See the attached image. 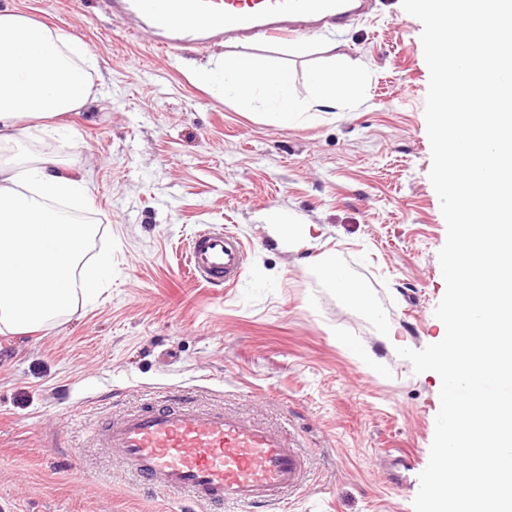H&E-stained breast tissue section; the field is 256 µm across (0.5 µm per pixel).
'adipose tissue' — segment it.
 <instances>
[{
    "instance_id": "obj_1",
    "label": "adipose tissue",
    "mask_w": 512,
    "mask_h": 512,
    "mask_svg": "<svg viewBox=\"0 0 512 512\" xmlns=\"http://www.w3.org/2000/svg\"><path fill=\"white\" fill-rule=\"evenodd\" d=\"M87 45L8 10L0 12V334L54 325L95 300L106 259L85 261L93 225L71 220L88 209V183L72 160L31 150L32 138L62 136L56 119L78 111L91 86ZM224 96H262L286 126L303 110L286 71L255 58L225 60L220 72L195 69ZM355 70L337 59L309 79L312 100L328 104L352 90ZM67 210H59V203Z\"/></svg>"
}]
</instances>
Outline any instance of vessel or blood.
<instances>
[{
  "label": "vessel or blood",
  "instance_id": "b4317fda",
  "mask_svg": "<svg viewBox=\"0 0 512 512\" xmlns=\"http://www.w3.org/2000/svg\"><path fill=\"white\" fill-rule=\"evenodd\" d=\"M368 0H105L116 21L135 17L164 52L222 41L297 38L364 16ZM246 247L235 234L203 230L191 240L189 267L207 283L232 285ZM138 479L185 492L214 512H283L310 481L307 456L281 428L206 405L161 404L112 418L94 436Z\"/></svg>",
  "mask_w": 512,
  "mask_h": 512
}]
</instances>
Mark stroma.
I'll list each match as a JSON object with an SVG mask.
<instances>
[{
	"instance_id": "1",
	"label": "stroma",
	"mask_w": 512,
	"mask_h": 512,
	"mask_svg": "<svg viewBox=\"0 0 512 512\" xmlns=\"http://www.w3.org/2000/svg\"><path fill=\"white\" fill-rule=\"evenodd\" d=\"M89 47L92 94L66 116L68 154L89 184L96 235L112 253L99 300L58 324L0 334V512H209L142 487L93 431L167 397L279 424L310 458L288 512H414L440 409V377L397 347L444 334L438 252L447 236L430 182L421 22L401 0L299 40L189 46L174 53L127 32L102 0H0ZM250 55L288 70L299 121L261 98L219 97L186 63L217 69ZM342 56L357 73L336 104L310 102L308 78ZM303 227L279 245L266 219ZM238 234L232 288L187 273L204 228ZM381 314L339 297L324 252Z\"/></svg>"
}]
</instances>
